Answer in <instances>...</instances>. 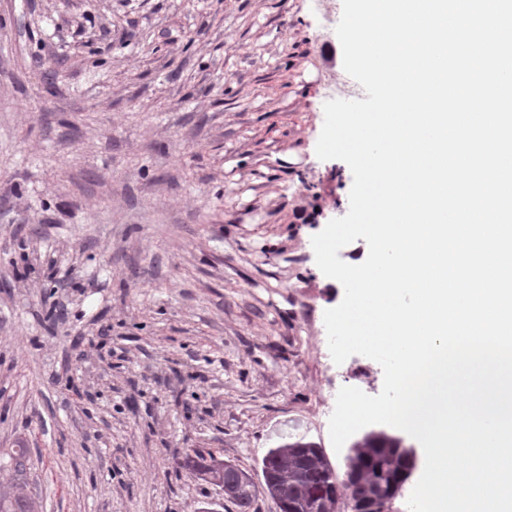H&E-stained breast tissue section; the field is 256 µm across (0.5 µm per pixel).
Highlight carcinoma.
<instances>
[{
    "label": "carcinoma",
    "instance_id": "carcinoma-1",
    "mask_svg": "<svg viewBox=\"0 0 512 512\" xmlns=\"http://www.w3.org/2000/svg\"><path fill=\"white\" fill-rule=\"evenodd\" d=\"M403 439L386 430H372L355 440L337 473L322 449L296 441L272 448L261 461L260 482L251 474L224 465V490L238 512H252L261 494L277 501L280 512H343L363 506L387 512L393 492L405 478ZM15 480L0 486V512H39V503L27 492L28 449L12 455ZM215 456L188 455L182 466L204 480Z\"/></svg>",
    "mask_w": 512,
    "mask_h": 512
}]
</instances>
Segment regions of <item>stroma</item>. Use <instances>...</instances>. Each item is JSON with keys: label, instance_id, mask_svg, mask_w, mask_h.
<instances>
[{"label": "stroma", "instance_id": "1", "mask_svg": "<svg viewBox=\"0 0 512 512\" xmlns=\"http://www.w3.org/2000/svg\"><path fill=\"white\" fill-rule=\"evenodd\" d=\"M340 0H0V483L43 512H198L213 451L323 448L341 387L311 244L353 176L315 152ZM18 447L12 455L14 483L0 486V512H40L38 501L26 490L28 450L24 445Z\"/></svg>", "mask_w": 512, "mask_h": 512}]
</instances>
